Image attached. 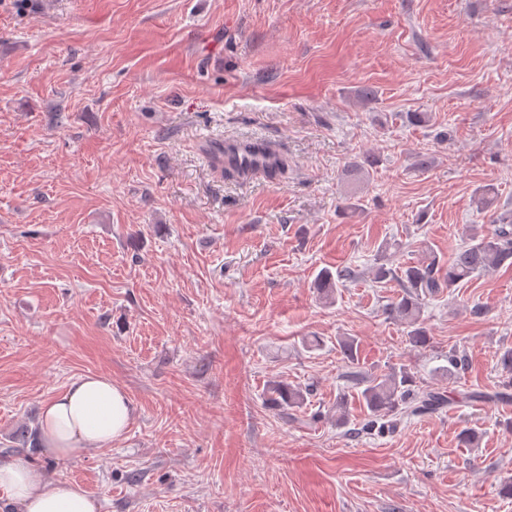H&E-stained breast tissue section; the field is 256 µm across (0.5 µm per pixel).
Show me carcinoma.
<instances>
[{
  "instance_id": "carcinoma-1",
  "label": "carcinoma",
  "mask_w": 512,
  "mask_h": 512,
  "mask_svg": "<svg viewBox=\"0 0 512 512\" xmlns=\"http://www.w3.org/2000/svg\"><path fill=\"white\" fill-rule=\"evenodd\" d=\"M512 267V213L505 211L494 218V228L487 234H471V243L457 250L448 260H442L433 250L422 252L420 258L394 269L381 263L375 267L373 279L377 282L395 281L402 288L401 295L391 302L387 310L394 317L404 319L410 327L408 339L418 347L429 343L428 331L421 326V304L444 289L452 288L471 277ZM357 270L346 268L331 273H320L315 282L325 297L331 298L339 282L352 281ZM272 403L281 408L296 407L304 402L303 394L283 383L272 387ZM469 399L486 402L512 399V380L491 393H470ZM359 400L371 415L385 416L401 410L407 414L435 413L448 404L445 394L413 388V376L404 368H390L387 372L367 380Z\"/></svg>"
}]
</instances>
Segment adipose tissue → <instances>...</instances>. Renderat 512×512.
I'll list each match as a JSON object with an SVG mask.
<instances>
[{
	"label": "adipose tissue",
	"mask_w": 512,
	"mask_h": 512,
	"mask_svg": "<svg viewBox=\"0 0 512 512\" xmlns=\"http://www.w3.org/2000/svg\"><path fill=\"white\" fill-rule=\"evenodd\" d=\"M132 418V403L120 386L105 376L82 375L42 402L39 445L55 459H71L110 447ZM0 493L16 512H100L80 484L42 475L21 460L0 462Z\"/></svg>",
	"instance_id": "1"
}]
</instances>
